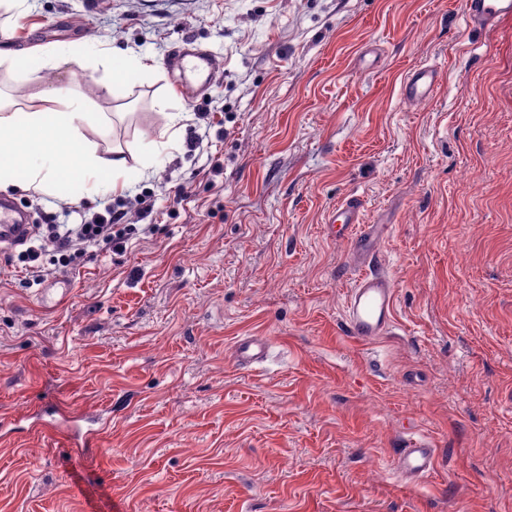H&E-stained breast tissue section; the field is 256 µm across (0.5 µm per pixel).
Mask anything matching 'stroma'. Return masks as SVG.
Segmentation results:
<instances>
[{"label":"stroma","mask_w":512,"mask_h":512,"mask_svg":"<svg viewBox=\"0 0 512 512\" xmlns=\"http://www.w3.org/2000/svg\"><path fill=\"white\" fill-rule=\"evenodd\" d=\"M219 77L187 98L165 60L181 39ZM85 40L150 57L122 98L103 66L58 57L46 78L115 121L86 136L129 166L112 205L136 232L38 282L0 244V512H512V17L461 0H30L0 8V52ZM441 70L430 99L406 74ZM183 113L179 127L168 115ZM186 185L176 196L177 185ZM389 223L376 258L396 325L372 343L343 320V199ZM153 200V213L140 211ZM240 336L272 345L261 368ZM98 414L78 452L44 421ZM436 450L409 485V438ZM463 12L471 23H487L500 17L512 16L511 0H464ZM437 80L438 71L434 67L415 68L406 75L402 82V95L407 100H425L433 94ZM268 351V342L263 337L247 336L236 342L233 357L238 364L251 366L264 361Z\"/></svg>","instance_id":"1"}]
</instances>
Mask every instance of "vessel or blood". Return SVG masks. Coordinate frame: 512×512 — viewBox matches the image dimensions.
Instances as JSON below:
<instances>
[{
	"mask_svg": "<svg viewBox=\"0 0 512 512\" xmlns=\"http://www.w3.org/2000/svg\"><path fill=\"white\" fill-rule=\"evenodd\" d=\"M463 12L469 22L487 23L512 16V0H463ZM167 66L175 75L185 95H193L210 84L214 76L209 52L192 51L179 46L167 58ZM438 80L434 67L421 66L410 71L401 86L408 100H424L433 94ZM363 204L349 198L333 208L327 217V229L340 230L350 244L349 259L358 275L344 305L347 331L353 338L371 343L389 334L395 326L394 282L390 275L374 265L378 247L389 232L388 225L362 221ZM27 221L13 201H0V242L20 241ZM267 340L258 336L239 339L233 349L238 364L252 365L266 359ZM435 450L429 444L413 441L399 452L395 467L405 482H417L434 468Z\"/></svg>",
	"mask_w": 512,
	"mask_h": 512,
	"instance_id": "obj_1",
	"label": "vessel or blood"
}]
</instances>
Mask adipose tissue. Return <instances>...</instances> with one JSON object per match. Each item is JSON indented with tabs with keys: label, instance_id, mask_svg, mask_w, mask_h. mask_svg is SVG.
<instances>
[{
	"label": "adipose tissue",
	"instance_id": "adipose-tissue-1",
	"mask_svg": "<svg viewBox=\"0 0 512 512\" xmlns=\"http://www.w3.org/2000/svg\"><path fill=\"white\" fill-rule=\"evenodd\" d=\"M59 52L73 59L91 57L110 68L107 92L115 98L123 97L131 81L151 70L144 57L96 51L86 42H72L56 52L37 49L21 56L1 55L0 63L35 78ZM105 121L86 99L55 87L37 88L20 103L0 99V190L45 191L71 200L124 190L139 173L128 166L123 150L102 157L83 133L84 127Z\"/></svg>",
	"mask_w": 512,
	"mask_h": 512
}]
</instances>
